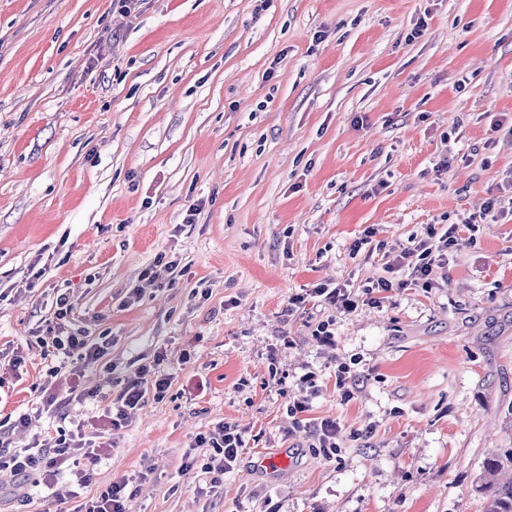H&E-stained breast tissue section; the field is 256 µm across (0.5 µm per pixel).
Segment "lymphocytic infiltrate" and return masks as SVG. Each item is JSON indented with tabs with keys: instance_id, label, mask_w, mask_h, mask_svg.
<instances>
[{
	"instance_id": "lymphocytic-infiltrate-1",
	"label": "lymphocytic infiltrate",
	"mask_w": 512,
	"mask_h": 512,
	"mask_svg": "<svg viewBox=\"0 0 512 512\" xmlns=\"http://www.w3.org/2000/svg\"><path fill=\"white\" fill-rule=\"evenodd\" d=\"M458 231V225L453 224L445 232H430L428 239L402 250L394 260L395 265L411 268L416 280L423 286H430L434 266H448ZM73 309L68 294L57 296L56 322L40 341L44 356H64L86 365L101 362L106 354V343L90 340L84 331L67 326L66 320ZM170 386L171 377L161 372L159 364L141 366L136 380L128 383L112 406L99 416L93 435H86L81 428L67 436L49 433L36 440L34 449L0 451V478L26 481L39 476H53L67 468L79 486H88L92 481V464L109 453L108 430L125 425L131 410L142 407L147 398L163 399ZM197 443L217 449L220 455L217 470L224 474L233 470L244 439L237 429L222 425L210 434L199 436Z\"/></svg>"
}]
</instances>
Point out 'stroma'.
I'll return each mask as SVG.
<instances>
[{
  "label": "stroma",
  "instance_id": "1",
  "mask_svg": "<svg viewBox=\"0 0 512 512\" xmlns=\"http://www.w3.org/2000/svg\"><path fill=\"white\" fill-rule=\"evenodd\" d=\"M448 224L458 246L430 287L388 270ZM160 254L183 271L173 284L140 277ZM388 275L400 288L365 301ZM321 283L357 310L289 307ZM59 291L108 344L83 387L112 401L159 353L172 385L114 432L91 485L68 471L22 497L5 484L0 512H74L75 491L121 480L127 512H482V461L512 448V0H140L129 15L0 0L13 449L97 410L49 381L37 339ZM340 363L355 366L349 401ZM310 371L309 421L341 427L330 459L287 412ZM46 393L59 409L34 414ZM224 423L245 447L232 472H205L217 451L195 439ZM264 453L289 464L269 470ZM355 374L352 373L351 367L345 363L336 366L335 386L336 393L346 401L354 398L353 384L355 383Z\"/></svg>",
  "mask_w": 512,
  "mask_h": 512
}]
</instances>
